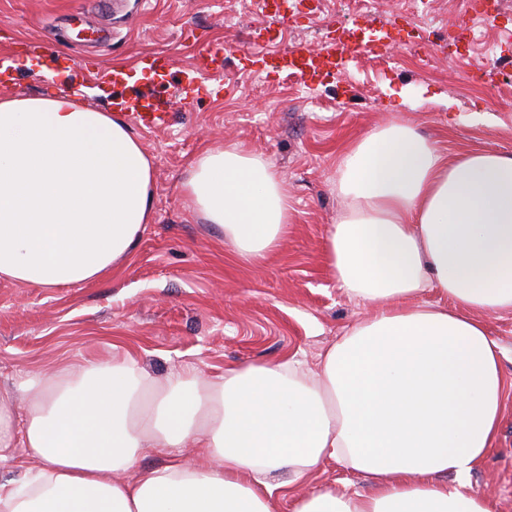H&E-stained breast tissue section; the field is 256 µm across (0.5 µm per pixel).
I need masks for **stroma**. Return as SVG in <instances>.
<instances>
[{
	"label": "stroma",
	"mask_w": 512,
	"mask_h": 512,
	"mask_svg": "<svg viewBox=\"0 0 512 512\" xmlns=\"http://www.w3.org/2000/svg\"><path fill=\"white\" fill-rule=\"evenodd\" d=\"M479 0H437L413 17L410 0H323L296 24L255 15L248 0H0V96L79 92L109 111L115 97L153 93L167 127L135 129L154 169V208L134 254L117 270L78 286L38 288L0 280V389L29 372L130 353L154 377L195 366L225 367L295 358L317 369L322 354L369 313L338 288L325 241L345 208L336 159L389 118L413 126L451 154L472 147L512 151V0L497 28L469 35ZM379 39V52L343 73L260 72L229 57L220 81L197 78L200 51L247 46L279 52L302 42L323 47L342 29ZM28 68H14L15 53ZM169 57L157 75L147 54ZM70 70L55 82L42 63ZM133 67L129 87L94 86V71ZM406 88L412 107L387 109V92ZM457 103L442 111L434 96ZM239 144L283 175L294 221L258 263L231 258L202 221L182 182L201 150ZM475 490L512 512V398L496 444L471 477Z\"/></svg>",
	"instance_id": "obj_1"
}]
</instances>
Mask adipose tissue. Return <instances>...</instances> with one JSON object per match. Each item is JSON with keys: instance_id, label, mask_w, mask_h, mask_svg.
I'll list each match as a JSON object with an SVG mask.
<instances>
[{"instance_id": "adipose-tissue-1", "label": "adipose tissue", "mask_w": 512, "mask_h": 512, "mask_svg": "<svg viewBox=\"0 0 512 512\" xmlns=\"http://www.w3.org/2000/svg\"><path fill=\"white\" fill-rule=\"evenodd\" d=\"M347 206L329 269L367 319L324 354L209 377L151 378L133 356L0 391V512H495L473 470L512 383L483 318L512 312V153L448 155L389 120L344 149ZM152 165L129 126L75 95L0 97V279L74 286L135 252ZM183 191L233 258L274 252L293 219L274 165L231 144L200 152ZM428 289L446 304L420 302ZM194 448L188 458L185 448ZM167 449L159 467L145 460ZM337 464L373 490L310 489Z\"/></svg>"}]
</instances>
